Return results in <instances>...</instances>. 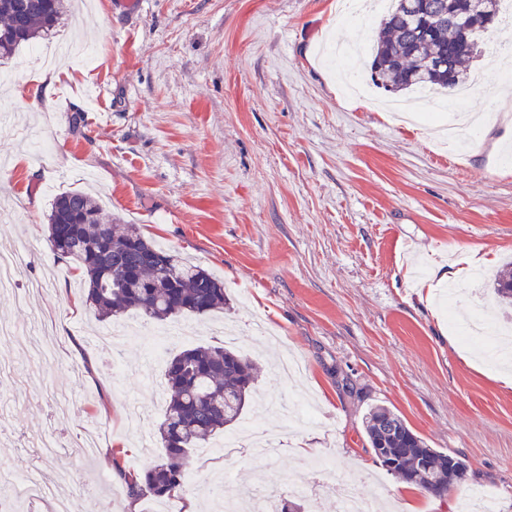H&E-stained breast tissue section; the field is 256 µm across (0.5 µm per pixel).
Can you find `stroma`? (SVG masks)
I'll use <instances>...</instances> for the list:
<instances>
[{
    "mask_svg": "<svg viewBox=\"0 0 512 512\" xmlns=\"http://www.w3.org/2000/svg\"><path fill=\"white\" fill-rule=\"evenodd\" d=\"M338 0H91L65 15L55 40L91 43L96 58L63 59L53 109L16 105L0 156V245L39 247L21 259L25 281L44 288L24 307L0 297V323L29 332L34 312L53 316L66 361L39 373L31 345L0 336V368L28 374L19 435L0 437V473L38 471L54 497L19 512H158L153 497H118L111 452L145 469L163 449L157 425L165 404L167 356L183 345L213 344L221 324L238 330L233 349L258 367L253 405L280 451L225 455L223 437L195 449L196 484L168 499L173 512H214L208 476L228 488L280 491L310 459L331 455L336 474L314 487L319 512H340L345 481L378 492L382 512H457L465 495L490 491L512 512V386L491 341L463 343L437 304L452 289L458 322L492 317L486 277L512 261V122L482 124L448 155L425 125L399 122L379 104L385 93L347 94L324 48L356 32ZM499 31L481 34L470 64L471 97L447 120L478 117L496 88L512 83L497 67ZM0 68L32 85L41 73L34 47L20 46ZM85 122L73 124L76 115ZM83 190L118 224L139 225L164 248L180 250L224 282L223 312L178 317L186 342L154 360L135 342L104 347L84 300L82 275L45 246L54 198ZM390 407L430 447L465 458L468 479L446 500L404 483L375 461L363 415ZM94 456L70 454L87 429ZM53 436L57 455L28 444Z\"/></svg>",
    "mask_w": 512,
    "mask_h": 512,
    "instance_id": "stroma-1",
    "label": "stroma"
}]
</instances>
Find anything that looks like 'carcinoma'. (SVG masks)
<instances>
[{
  "label": "carcinoma",
  "mask_w": 512,
  "mask_h": 512,
  "mask_svg": "<svg viewBox=\"0 0 512 512\" xmlns=\"http://www.w3.org/2000/svg\"><path fill=\"white\" fill-rule=\"evenodd\" d=\"M383 19L370 63L372 82L395 94L465 83L476 48L448 55L460 36L448 0H394ZM66 11V0H0V57L50 32ZM438 18L433 35L420 17ZM48 249L70 260L85 277V304L103 321L136 317L163 322L177 316L204 317L224 310V283L182 256L163 250L136 224H115L90 194L71 190L58 195L47 217ZM499 301L512 306V272L495 279ZM255 365L222 345L181 350L165 371V408L157 427L164 449L145 470L126 466L121 455L112 469L122 495L132 501L150 495L171 498L185 488L191 451L235 426L248 406ZM366 443L376 461L395 458V471L427 495L448 496V465H456L455 483L469 474L466 461L430 447L390 408L374 405L363 420Z\"/></svg>",
  "instance_id": "1"
}]
</instances>
